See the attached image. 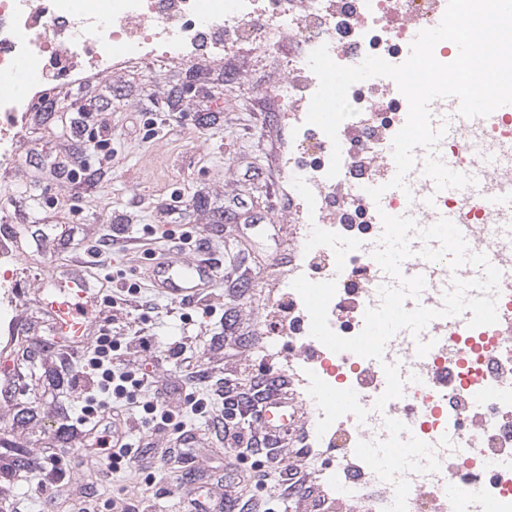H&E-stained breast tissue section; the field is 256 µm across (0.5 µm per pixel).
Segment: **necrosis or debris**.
I'll use <instances>...</instances> for the list:
<instances>
[{
    "label": "necrosis or debris",
    "mask_w": 512,
    "mask_h": 512,
    "mask_svg": "<svg viewBox=\"0 0 512 512\" xmlns=\"http://www.w3.org/2000/svg\"><path fill=\"white\" fill-rule=\"evenodd\" d=\"M199 2L112 0L105 12L98 0H0V78L35 53L49 78L79 68L103 76L120 57L220 60L228 32L235 45L258 50L282 69L276 96L294 140L284 173L303 204L291 215L295 255L276 305L286 315L288 383L307 416L303 451L316 483L327 504L349 512H512V335L494 325L470 327L466 311L431 321L418 355L392 337L389 351L408 357L413 376L401 397L379 411L383 369L311 337L309 314L291 286L301 275L335 281L328 323L345 338L360 333L366 309L380 299L373 257L379 212L397 210L401 201H374L366 189L392 161L389 144L406 122L407 100L393 82L353 84L347 98L356 113L330 140L306 121L318 88L308 56L324 45L343 66L369 55L402 64L409 27L427 16L429 0H207L204 8ZM336 144L341 170L331 178ZM442 159L461 175L442 208L461 212L472 252L511 267L512 223H500L486 200L471 199L468 185L479 178L492 188L512 175V115L445 144ZM339 238L352 240L354 250L337 254ZM349 392L362 397L363 410L337 409L335 396ZM396 419L429 459L396 469L365 454L369 444L391 439Z\"/></svg>",
    "instance_id": "1"
}]
</instances>
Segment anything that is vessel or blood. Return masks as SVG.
<instances>
[{
	"instance_id": "obj_1",
	"label": "vessel or blood",
	"mask_w": 512,
	"mask_h": 512,
	"mask_svg": "<svg viewBox=\"0 0 512 512\" xmlns=\"http://www.w3.org/2000/svg\"><path fill=\"white\" fill-rule=\"evenodd\" d=\"M39 70L22 66L12 79L0 80V97L17 94L23 85L38 78ZM433 125H446L445 139L461 138L463 133L478 131L489 125L486 117L466 118L459 113V101L454 97L433 100L429 105ZM417 164L422 165L428 181V197L420 210L403 206L401 215L416 218L418 225L427 228L439 218H447L458 228H465L461 214L455 210L439 209L437 200L450 193L460 176L454 169L445 166L439 159L436 149L418 147L413 151ZM494 208L506 221L512 223V181L501 183L493 197ZM216 269L212 264L196 260L187 264L176 260L163 263L153 269L152 277L157 288L174 300H197L209 288L215 277ZM97 297L83 278L77 277L69 282L63 294L46 302L45 308L51 319L52 332L57 336L68 337L71 343H79L86 333V311L95 305ZM415 449L405 429H398L393 444L387 448L371 449V456L398 465L412 456Z\"/></svg>"
}]
</instances>
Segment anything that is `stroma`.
Returning <instances> with one entry per match:
<instances>
[{"mask_svg":"<svg viewBox=\"0 0 512 512\" xmlns=\"http://www.w3.org/2000/svg\"><path fill=\"white\" fill-rule=\"evenodd\" d=\"M282 74L254 53L223 61L142 60L105 77L84 70L28 85L29 112L11 131L14 161L0 165V512H185L187 498L222 497L239 471L266 475L243 512H323L302 451L285 439L272 465L263 451L217 454L220 429L260 433L259 421L225 415V396L285 376L288 345H272L266 322L292 263L300 203L281 161L288 120L272 94ZM131 244L113 243L114 231ZM214 259L217 276L201 301H176L147 276L153 257ZM87 271L98 295L81 347L60 363L41 302L55 277ZM137 284L125 302L114 288ZM118 349L113 366L149 375L132 405L131 433L158 461L111 471L73 438L82 392L67 381L97 336ZM152 339L142 350L138 336ZM172 391L173 425L153 424L143 406ZM207 406L198 413L194 401ZM193 435L190 458L167 455L178 431ZM56 447L55 465L44 461ZM295 468L292 490L277 469Z\"/></svg>","mask_w":512,"mask_h":512,"instance_id":"1","label":"stroma"}]
</instances>
